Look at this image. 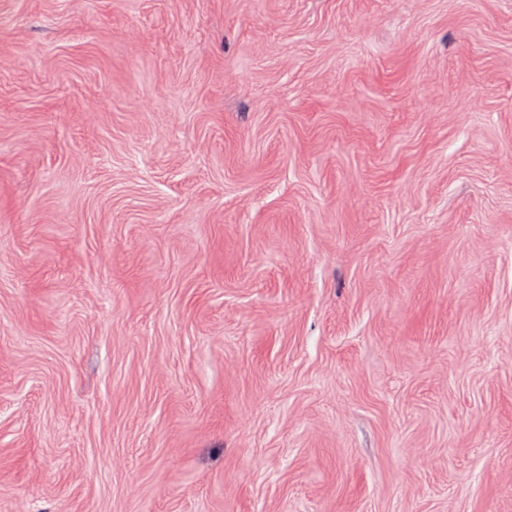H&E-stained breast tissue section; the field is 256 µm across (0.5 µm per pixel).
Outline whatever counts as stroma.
Here are the masks:
<instances>
[{"mask_svg": "<svg viewBox=\"0 0 512 512\" xmlns=\"http://www.w3.org/2000/svg\"><path fill=\"white\" fill-rule=\"evenodd\" d=\"M0 512H512V0H0Z\"/></svg>", "mask_w": 512, "mask_h": 512, "instance_id": "obj_1", "label": "stroma"}]
</instances>
